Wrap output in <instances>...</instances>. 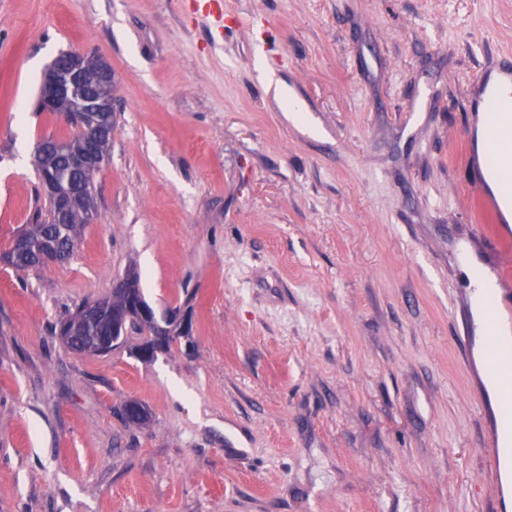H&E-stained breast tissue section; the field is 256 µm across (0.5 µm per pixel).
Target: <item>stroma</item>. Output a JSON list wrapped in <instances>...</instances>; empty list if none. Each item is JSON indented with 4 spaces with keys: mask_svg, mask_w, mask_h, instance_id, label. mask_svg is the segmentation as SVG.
<instances>
[{
    "mask_svg": "<svg viewBox=\"0 0 512 512\" xmlns=\"http://www.w3.org/2000/svg\"><path fill=\"white\" fill-rule=\"evenodd\" d=\"M70 49L111 63L116 124L73 256L0 263V512H512L461 252L512 328L473 111L512 0H0V253L44 206L34 146L66 130L35 101ZM132 264L189 335L64 348Z\"/></svg>",
    "mask_w": 512,
    "mask_h": 512,
    "instance_id": "obj_1",
    "label": "stroma"
}]
</instances>
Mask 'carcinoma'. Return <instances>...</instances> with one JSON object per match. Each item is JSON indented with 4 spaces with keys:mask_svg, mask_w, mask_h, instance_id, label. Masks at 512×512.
Returning a JSON list of instances; mask_svg holds the SVG:
<instances>
[{
    "mask_svg": "<svg viewBox=\"0 0 512 512\" xmlns=\"http://www.w3.org/2000/svg\"><path fill=\"white\" fill-rule=\"evenodd\" d=\"M59 141L72 150L92 151L101 157L109 156L112 139L90 135L89 129L71 128L64 137L47 136L37 142L34 166L40 180L51 179L62 192L76 195V202L65 218H59L60 200L52 192L46 195L48 206L38 213L23 233L28 249L24 253L12 246L4 255L17 270H44L50 262L68 260L74 252L86 225L96 217L97 204L88 186L94 184L97 172L77 173L68 161L53 154L52 146ZM140 274L136 267L126 269V278L105 298L80 305L67 319L61 321L57 335L70 349L86 350L88 342L112 337L113 315H122L129 298L140 295Z\"/></svg>",
    "mask_w": 512,
    "mask_h": 512,
    "instance_id": "carcinoma-1",
    "label": "carcinoma"
}]
</instances>
